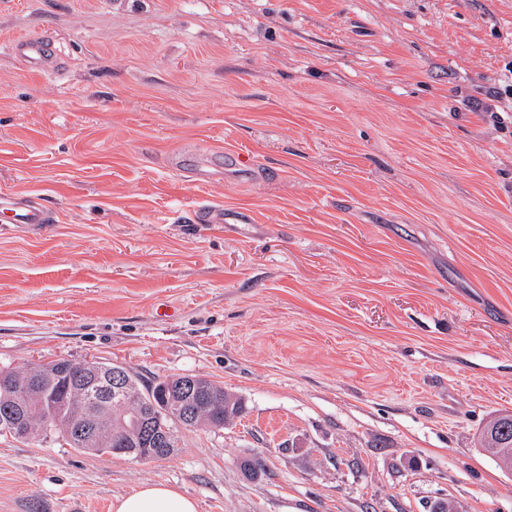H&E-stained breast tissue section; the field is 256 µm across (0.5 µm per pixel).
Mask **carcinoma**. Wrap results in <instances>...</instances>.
Segmentation results:
<instances>
[{
	"label": "carcinoma",
	"instance_id": "carcinoma-1",
	"mask_svg": "<svg viewBox=\"0 0 512 512\" xmlns=\"http://www.w3.org/2000/svg\"><path fill=\"white\" fill-rule=\"evenodd\" d=\"M88 362L59 359L48 363L25 364L0 369V436L14 439H36L53 434L71 448L84 453L79 430L84 424L74 416L63 414L52 422L49 416L61 409L59 397L66 375H77L87 370ZM195 380L220 393L222 399L215 403L199 402L189 406L195 419L193 428H221L242 411V403L218 382L197 376ZM165 382H146L132 370H127V387L133 397L125 405L126 414L122 434L132 440L133 459L147 461L165 458L177 448L176 430L184 425L181 417L169 414L164 408L156 411L155 428L151 434L141 430L142 408L146 402L158 401V394ZM477 445L485 455L500 466L512 469V411L494 414L479 429Z\"/></svg>",
	"mask_w": 512,
	"mask_h": 512
}]
</instances>
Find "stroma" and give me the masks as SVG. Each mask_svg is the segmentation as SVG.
<instances>
[{
	"mask_svg": "<svg viewBox=\"0 0 512 512\" xmlns=\"http://www.w3.org/2000/svg\"><path fill=\"white\" fill-rule=\"evenodd\" d=\"M57 65L27 69L23 34ZM512 0H0V367L96 358L243 404L149 462L0 436V512H512ZM238 166L200 184L218 151ZM205 200L263 231L189 222ZM177 308L162 321L159 304ZM263 461L252 479L244 460ZM52 222V216L39 204L1 196V224H11L19 232L41 233ZM508 426L505 434L501 426ZM508 443L503 444V442ZM478 448L495 460L501 467L512 469V411L504 410L494 414L479 429ZM113 512H196L195 503L178 490L163 483L141 485L117 497Z\"/></svg>",
	"mask_w": 512,
	"mask_h": 512,
	"instance_id": "1",
	"label": "stroma"
}]
</instances>
